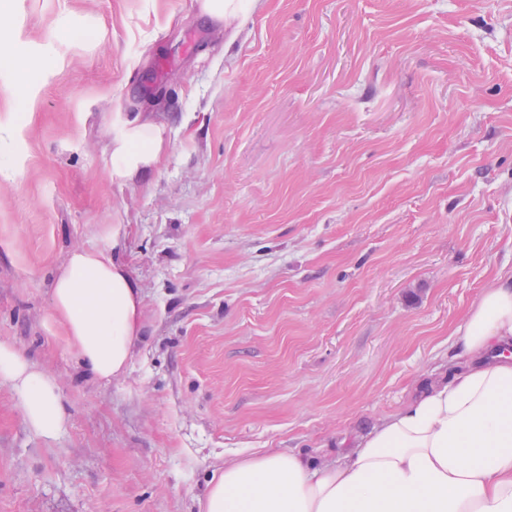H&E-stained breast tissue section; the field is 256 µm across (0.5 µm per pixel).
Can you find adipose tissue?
I'll return each mask as SVG.
<instances>
[{
  "instance_id": "1",
  "label": "adipose tissue",
  "mask_w": 512,
  "mask_h": 512,
  "mask_svg": "<svg viewBox=\"0 0 512 512\" xmlns=\"http://www.w3.org/2000/svg\"><path fill=\"white\" fill-rule=\"evenodd\" d=\"M49 77L37 59L21 58L0 73V92L21 107ZM110 149L113 182L129 183L158 161L164 129L116 119ZM121 244L111 226L101 247L73 249L51 293L67 347L101 380L126 372L142 332L143 294L116 257ZM456 333L447 379L358 448L327 465L293 451L225 462L201 512H512V275L482 290ZM0 385L43 438L65 427L56 379L3 342Z\"/></svg>"
}]
</instances>
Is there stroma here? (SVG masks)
<instances>
[{
    "instance_id": "1",
    "label": "stroma",
    "mask_w": 512,
    "mask_h": 512,
    "mask_svg": "<svg viewBox=\"0 0 512 512\" xmlns=\"http://www.w3.org/2000/svg\"><path fill=\"white\" fill-rule=\"evenodd\" d=\"M56 72L0 177V341L53 375L51 440L0 386V512H200L260 450L321 463L447 373L512 269V0H19ZM165 129L110 177L112 121ZM122 227L144 296L126 373L86 377L56 272ZM258 0H201L200 9L212 21L224 25V21L238 17L254 8Z\"/></svg>"
}]
</instances>
